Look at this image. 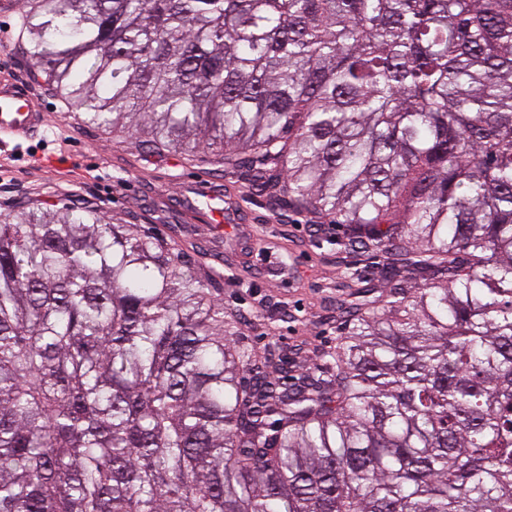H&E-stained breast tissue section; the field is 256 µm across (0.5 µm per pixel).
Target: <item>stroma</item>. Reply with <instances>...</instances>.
I'll return each mask as SVG.
<instances>
[{"instance_id": "1", "label": "stroma", "mask_w": 512, "mask_h": 512, "mask_svg": "<svg viewBox=\"0 0 512 512\" xmlns=\"http://www.w3.org/2000/svg\"><path fill=\"white\" fill-rule=\"evenodd\" d=\"M60 165L50 168L48 158ZM208 184L219 195L223 226L205 213ZM99 203L110 217L134 224L190 254L215 274L226 312L245 315L235 342L257 355L287 356L289 374L322 365L347 330L336 312L350 274L381 295L380 259L348 248L344 227L315 231L309 217L276 208L237 174L157 158L130 140L74 125L68 143L49 136L0 151V205L30 198L53 203L70 194Z\"/></svg>"}]
</instances>
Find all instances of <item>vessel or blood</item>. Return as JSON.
Here are the masks:
<instances>
[{
	"instance_id": "1",
	"label": "vessel or blood",
	"mask_w": 512,
	"mask_h": 512,
	"mask_svg": "<svg viewBox=\"0 0 512 512\" xmlns=\"http://www.w3.org/2000/svg\"><path fill=\"white\" fill-rule=\"evenodd\" d=\"M48 113L31 96L30 88L13 67L0 68V148L53 132Z\"/></svg>"
}]
</instances>
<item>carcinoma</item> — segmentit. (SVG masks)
Returning <instances> with one entry per match:
<instances>
[{"instance_id":"obj_1","label":"carcinoma","mask_w":512,"mask_h":512,"mask_svg":"<svg viewBox=\"0 0 512 512\" xmlns=\"http://www.w3.org/2000/svg\"><path fill=\"white\" fill-rule=\"evenodd\" d=\"M33 78L383 253L290 384L81 198L0 211V512H512V0H23ZM249 377H244V374Z\"/></svg>"}]
</instances>
